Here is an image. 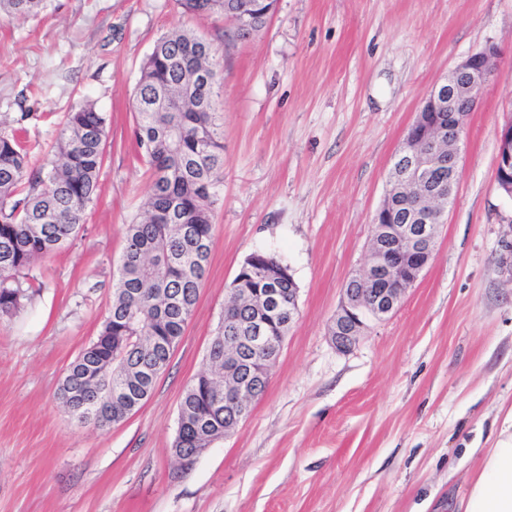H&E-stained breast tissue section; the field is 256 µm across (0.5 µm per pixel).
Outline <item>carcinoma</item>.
Segmentation results:
<instances>
[{
    "instance_id": "obj_1",
    "label": "carcinoma",
    "mask_w": 512,
    "mask_h": 512,
    "mask_svg": "<svg viewBox=\"0 0 512 512\" xmlns=\"http://www.w3.org/2000/svg\"><path fill=\"white\" fill-rule=\"evenodd\" d=\"M47 0H0V17L35 16ZM185 13L224 10L221 0H176ZM196 35L173 32L162 37L144 59L135 91V142L153 171L144 213L125 226V244L112 304L97 340L70 364L99 366L112 378L117 395L104 386L67 372L60 388L63 404L72 392L94 405V412L70 407L80 424L116 423L132 411L120 393L118 370L134 367L149 389L148 372L165 360V345L181 337L191 318L208 264L213 217L219 203L217 174L224 167V144L216 124L213 98L222 78L208 91L205 112H188L175 103L173 112L154 110L158 91L182 82ZM106 116L86 100L72 110L51 157L28 171L27 152L16 129L0 126V317L11 316L26 298V271L39 257L69 243L98 196ZM265 287L263 266L239 272L232 296L242 298ZM242 318L233 304L222 317L209 349L207 369L190 384L181 405L182 419L174 447L192 456L206 419L224 433V322Z\"/></svg>"
}]
</instances>
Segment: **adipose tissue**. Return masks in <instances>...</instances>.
I'll list each match as a JSON object with an SVG mask.
<instances>
[{
    "label": "adipose tissue",
    "instance_id": "1",
    "mask_svg": "<svg viewBox=\"0 0 512 512\" xmlns=\"http://www.w3.org/2000/svg\"><path fill=\"white\" fill-rule=\"evenodd\" d=\"M477 454L467 492L451 503L452 512H512V435Z\"/></svg>",
    "mask_w": 512,
    "mask_h": 512
}]
</instances>
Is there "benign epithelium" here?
Masks as SVG:
<instances>
[{
	"mask_svg": "<svg viewBox=\"0 0 512 512\" xmlns=\"http://www.w3.org/2000/svg\"><path fill=\"white\" fill-rule=\"evenodd\" d=\"M261 11L257 0H224V19L245 37L257 32ZM498 51L489 46L468 55L434 85L409 127L388 174V189L371 224L367 262L362 273L343 288L340 307L329 328L336 350L350 351L371 321L398 310L434 258L441 217L455 199L459 180L460 143L478 94L492 75ZM498 188L512 196V121L500 132L496 158ZM267 288L249 304V322L224 326V346H248L264 352L260 362L224 351V434L246 419L256 392L266 386L280 354L282 336L268 335L283 315L279 284L287 271L264 267Z\"/></svg>",
	"mask_w": 512,
	"mask_h": 512,
	"instance_id": "obj_1",
	"label": "benign epithelium"
}]
</instances>
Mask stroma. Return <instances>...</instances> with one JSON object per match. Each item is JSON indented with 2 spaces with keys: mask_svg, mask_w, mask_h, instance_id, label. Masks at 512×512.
<instances>
[{
  "mask_svg": "<svg viewBox=\"0 0 512 512\" xmlns=\"http://www.w3.org/2000/svg\"><path fill=\"white\" fill-rule=\"evenodd\" d=\"M211 41L224 170L193 315L150 398L106 426L58 398L112 302L124 226L150 191L135 143L136 85L157 40ZM175 0H48L0 18V122L40 167L68 112L107 117L99 197L29 297L0 318V512H448L512 410V197L496 182L512 121V0H277L237 38ZM500 51L471 112L455 201L431 264L390 318L336 350L328 327L363 267L395 154L432 85ZM265 251L299 288L291 326L246 420L187 468L172 448L186 387L245 258Z\"/></svg>",
  "mask_w": 512,
  "mask_h": 512,
  "instance_id": "stroma-1",
  "label": "stroma"
}]
</instances>
